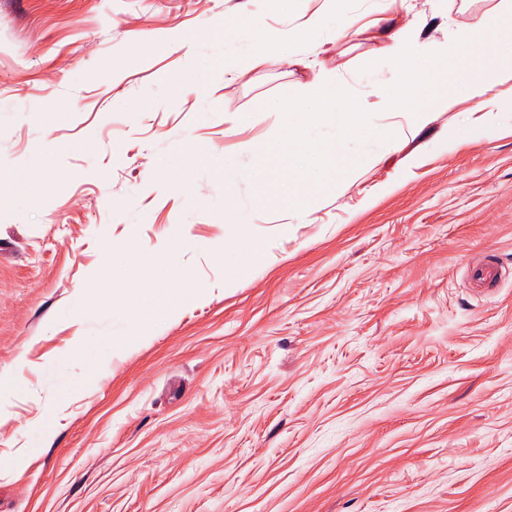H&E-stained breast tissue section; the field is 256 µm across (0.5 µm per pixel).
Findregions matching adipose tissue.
<instances>
[{
  "mask_svg": "<svg viewBox=\"0 0 512 512\" xmlns=\"http://www.w3.org/2000/svg\"><path fill=\"white\" fill-rule=\"evenodd\" d=\"M325 2V12L314 13L285 34L263 30L244 14L224 19L211 31L228 48L219 67L242 79L265 60L287 56L290 47L320 42L325 16L335 13L340 0ZM385 50L400 79L381 95L392 111L408 115L411 130L427 123L435 108L451 106L463 95L475 100L477 110L493 114L501 109L493 93L495 79L512 75V0H501L479 21H458L453 41L434 45L427 64H415L418 49L402 32L388 33Z\"/></svg>",
  "mask_w": 512,
  "mask_h": 512,
  "instance_id": "adipose-tissue-1",
  "label": "adipose tissue"
}]
</instances>
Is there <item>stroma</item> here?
Wrapping results in <instances>:
<instances>
[{"label":"stroma","mask_w":512,"mask_h":512,"mask_svg":"<svg viewBox=\"0 0 512 512\" xmlns=\"http://www.w3.org/2000/svg\"><path fill=\"white\" fill-rule=\"evenodd\" d=\"M495 2L345 0L352 36L243 82L210 30L284 33L323 0H0V378L22 380L0 512H512V81L487 136L468 101L400 135L375 93L399 78L386 30L425 49ZM323 71L394 145L346 140L377 161L309 217L247 182L226 202L217 165L252 166L275 100Z\"/></svg>","instance_id":"35a3bbf8"}]
</instances>
